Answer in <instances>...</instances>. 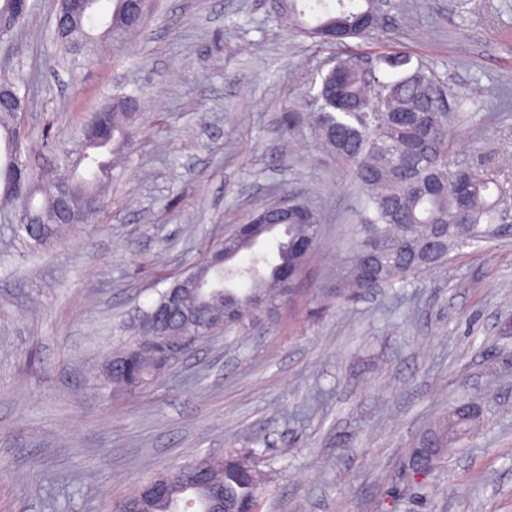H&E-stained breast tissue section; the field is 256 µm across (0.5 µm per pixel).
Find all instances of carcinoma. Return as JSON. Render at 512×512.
Instances as JSON below:
<instances>
[{
	"label": "carcinoma",
	"mask_w": 512,
	"mask_h": 512,
	"mask_svg": "<svg viewBox=\"0 0 512 512\" xmlns=\"http://www.w3.org/2000/svg\"><path fill=\"white\" fill-rule=\"evenodd\" d=\"M103 0H96L92 13L78 22L62 19L55 25L56 43L74 58L86 56L97 36L93 31L104 17ZM112 2V28L101 36L119 39L139 30L151 10L152 0L142 4L140 18L126 22L119 13V0ZM299 0H278L279 17L288 20L296 34L319 43H342L347 39L369 37L382 28L381 0H315L307 8ZM27 17L14 11L12 0H0V21L13 30ZM11 89V97L0 104V197L19 200L30 210L34 224L41 227L40 242L57 239L70 225L59 217V199L65 196L74 218L85 222L98 212L104 201L103 185L112 179V166L90 150L106 148L115 153L129 145L139 104L137 98L116 92L112 102L94 112L83 127V136L94 137L100 130L108 140L83 144L72 160L74 169H92L87 177L76 174L68 181L50 184L37 177L27 162L17 137V113L25 95L21 85L8 78L0 87ZM442 85L421 64L413 65L405 54L375 57L371 70L363 71L359 57L339 56L320 74L316 93L308 98V111L288 110V131L310 130L320 140L361 193L360 224L355 226V243L345 265L336 272V294L355 295L376 284L405 283L421 271L441 265L448 255L474 241L498 235L497 224L507 204L509 190L497 172L476 169L465 162L448 161L453 126L469 120L467 112H450L438 100ZM42 196L35 206L33 200ZM265 215L270 224L288 225V239L298 236L317 238L321 219L301 197L288 200V211L270 203L253 213ZM276 262L267 255L254 254L249 265L254 272L247 287L213 288L186 299L192 309L224 301L229 319L223 328L247 331L263 317L271 316L290 289L282 287L276 272L288 260L286 248L274 239ZM216 327L203 320L181 325V332L201 341ZM137 345L129 339L104 358V383L114 391H138L158 376L152 355L139 354L121 373L111 372L113 357ZM472 405L456 407L439 419L411 444L408 476L422 479L432 472V448H448L463 441L479 420ZM168 496L150 503L147 512H175L172 506L191 491L195 499L208 504L214 493H224L228 512L240 504L256 507L262 494L261 474L249 453H230L216 466L208 459L179 465L166 472Z\"/></svg>",
	"instance_id": "1"
}]
</instances>
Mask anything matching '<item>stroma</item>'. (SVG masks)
<instances>
[{
  "label": "stroma",
  "instance_id": "1",
  "mask_svg": "<svg viewBox=\"0 0 512 512\" xmlns=\"http://www.w3.org/2000/svg\"><path fill=\"white\" fill-rule=\"evenodd\" d=\"M58 10L34 0L0 38V77L31 85L18 126L41 172L69 174L113 92L140 116L89 223L41 245L0 202V512H105L151 475L243 451L259 512H512V206L496 238L405 287L336 298L358 193L285 123L328 60L403 51L471 114L451 159L512 190V0H390L380 35L324 47L289 35L275 0H155L138 34L78 61L54 42ZM285 195L322 218L290 301L112 396L103 359L159 292ZM468 403L480 426L405 476L410 442Z\"/></svg>",
  "mask_w": 512,
  "mask_h": 512
}]
</instances>
